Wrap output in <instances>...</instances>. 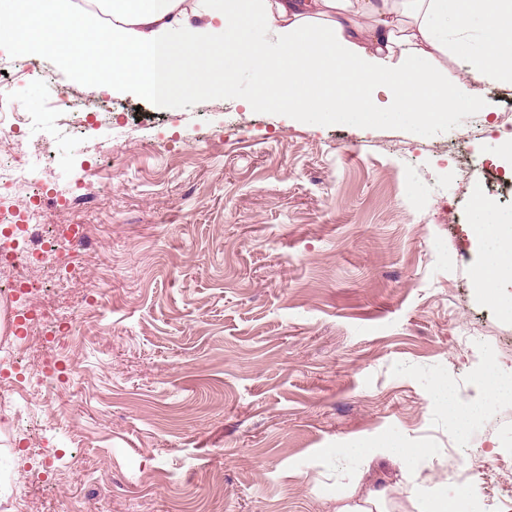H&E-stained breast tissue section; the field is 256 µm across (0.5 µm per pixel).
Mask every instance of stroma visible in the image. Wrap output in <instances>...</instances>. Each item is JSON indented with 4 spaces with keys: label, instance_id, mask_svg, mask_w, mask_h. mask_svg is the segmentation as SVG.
I'll return each mask as SVG.
<instances>
[{
    "label": "stroma",
    "instance_id": "35a3bbf8",
    "mask_svg": "<svg viewBox=\"0 0 512 512\" xmlns=\"http://www.w3.org/2000/svg\"><path fill=\"white\" fill-rule=\"evenodd\" d=\"M38 59L50 84L18 88L32 117L22 149L47 142L52 174L81 182L112 150V187L46 224H86L96 248L49 299L77 328L38 351L62 420L19 431L0 410V506L37 512H336L339 497L387 491V512H418L414 472L478 501L512 483V394L480 386L489 349L512 377V284L483 296L477 203L490 159L512 139L511 84L468 80L483 114L444 127L393 120L291 119L249 108L257 88L159 107L99 88L63 56L54 24ZM110 99L113 113L63 124L58 90ZM82 123L74 132V123ZM19 311L0 299V377ZM479 422L448 423L433 390ZM424 444L425 459L399 449ZM495 461L490 472L476 458Z\"/></svg>",
    "mask_w": 512,
    "mask_h": 512
}]
</instances>
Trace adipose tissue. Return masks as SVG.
Masks as SVG:
<instances>
[{"label": "adipose tissue", "mask_w": 512, "mask_h": 512, "mask_svg": "<svg viewBox=\"0 0 512 512\" xmlns=\"http://www.w3.org/2000/svg\"><path fill=\"white\" fill-rule=\"evenodd\" d=\"M112 25L90 26L64 0H40L41 13L70 33L67 56L111 53L95 80L115 91L130 86L162 106L207 87L203 61L225 54V66L260 81L262 105L294 117L332 121L400 118L417 127L443 124L467 100L462 75L439 66L454 50L467 75L512 84V0H107ZM203 18L190 26L189 16ZM477 210L480 236L496 249L479 266L478 287L512 279V225Z\"/></svg>", "instance_id": "ef3b65f1"}]
</instances>
